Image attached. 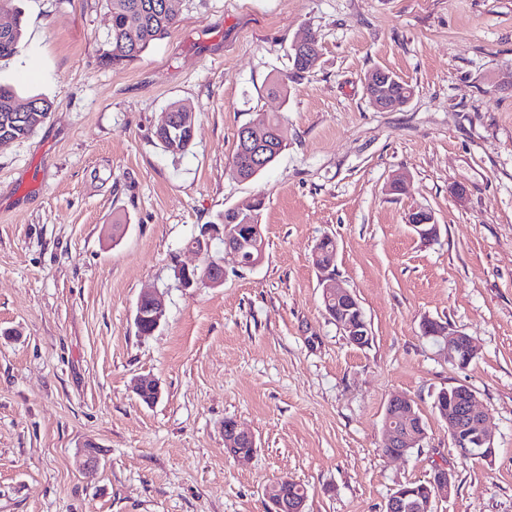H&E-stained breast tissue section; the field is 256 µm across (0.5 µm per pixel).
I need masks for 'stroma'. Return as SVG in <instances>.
Instances as JSON below:
<instances>
[{
	"instance_id": "stroma-1",
	"label": "stroma",
	"mask_w": 512,
	"mask_h": 512,
	"mask_svg": "<svg viewBox=\"0 0 512 512\" xmlns=\"http://www.w3.org/2000/svg\"><path fill=\"white\" fill-rule=\"evenodd\" d=\"M177 23L139 59L101 64L106 0H7L20 19L0 82L52 103L0 147V512H267L279 477L308 512H383L399 485L447 467L437 512H512V0H174ZM313 35L319 59L292 69ZM414 94L379 111L365 75ZM195 113L181 155L155 136L172 103ZM281 120L285 148L258 177L231 173L237 132ZM405 189L387 192L395 176ZM466 190L464 199L450 192ZM263 198L264 257L224 258V283L184 290L175 264L224 209ZM430 209L433 241L409 226ZM338 243L330 272L316 242ZM353 290L369 345L322 303ZM167 319L134 324L141 293ZM434 319L478 350L459 367L423 336ZM163 394L140 402L135 379ZM464 383L487 413L493 459L462 458L433 408ZM426 425L404 458L383 451L385 408ZM256 437L248 465L224 422ZM100 446L97 466L76 458Z\"/></svg>"
}]
</instances>
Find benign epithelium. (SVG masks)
<instances>
[{
  "instance_id": "7a95c632",
  "label": "benign epithelium",
  "mask_w": 512,
  "mask_h": 512,
  "mask_svg": "<svg viewBox=\"0 0 512 512\" xmlns=\"http://www.w3.org/2000/svg\"><path fill=\"white\" fill-rule=\"evenodd\" d=\"M257 147L256 153L270 149L278 155L284 148L280 132H272L267 139L258 134L252 135ZM412 222L409 226L423 239L433 240L438 234V224L431 210L416 207L411 210ZM221 237L225 242L224 252L240 257L239 245L246 243L254 250V255L244 266L258 264L263 256L262 233L258 224H207L200 234L193 238L190 247L207 261L194 266L178 265L175 277L184 288H198L202 285L216 288L224 283L223 259L209 257L212 240ZM325 311L342 329L349 342L357 347L367 345L371 339V330L365 319L362 307L355 292L338 284H329L323 289ZM166 319V307L161 297L155 292L142 294L134 315L136 327L148 334L154 333ZM431 335L440 340V350L448 359L460 367L466 366L476 355L473 341L465 334L451 329L437 328ZM137 396L146 404L157 402L162 394L161 383L156 379H141L135 388ZM485 413L477 406V395L467 385L459 384L452 390L448 407V434L454 447L467 448L472 444L483 449L481 457L491 458L495 452L493 439L485 426ZM384 447L387 455L395 458L408 456L415 448L422 446L426 438V429L414 406L403 396L392 397L386 407L384 417ZM224 447L226 453L237 462L245 464L253 458L256 441L253 434L241 429L237 422L229 419L224 422ZM453 486V475L444 467L434 468L425 494L416 502L407 501L408 494L402 490L392 493L387 499L384 512H405L417 507L420 512H436L434 504L446 498ZM266 496L271 502V512H307L308 498L290 497L285 482L276 481L266 489Z\"/></svg>"
}]
</instances>
